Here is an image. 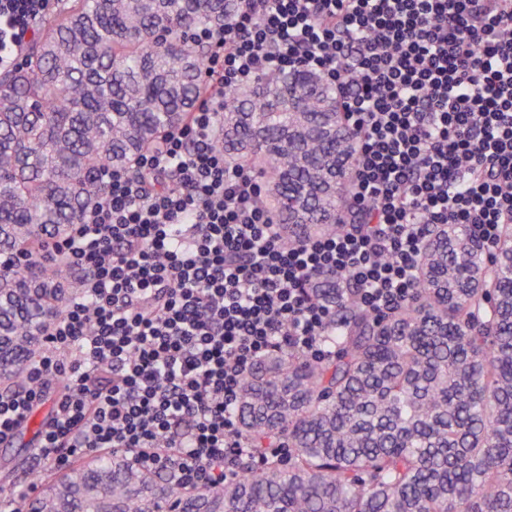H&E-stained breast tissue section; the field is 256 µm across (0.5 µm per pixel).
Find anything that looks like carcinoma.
<instances>
[{"instance_id":"obj_1","label":"carcinoma","mask_w":512,"mask_h":512,"mask_svg":"<svg viewBox=\"0 0 512 512\" xmlns=\"http://www.w3.org/2000/svg\"><path fill=\"white\" fill-rule=\"evenodd\" d=\"M239 0H62L22 67L0 77V384L24 381L65 277L41 265L98 198L106 168L186 124L208 51ZM336 87L299 69L224 91L216 146L253 169L288 244L344 228L353 136ZM336 352L278 353L241 383V435L266 457L232 482L177 489L123 453L75 464L15 512H512V224L492 254L434 230L413 296L363 311L336 279ZM288 449V460L271 454Z\"/></svg>"}]
</instances>
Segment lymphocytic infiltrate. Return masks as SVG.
I'll return each mask as SVG.
<instances>
[{
    "label": "lymphocytic infiltrate",
    "instance_id": "lymphocytic-infiltrate-1",
    "mask_svg": "<svg viewBox=\"0 0 512 512\" xmlns=\"http://www.w3.org/2000/svg\"><path fill=\"white\" fill-rule=\"evenodd\" d=\"M55 4L0 0V69ZM193 38L213 51L189 122L140 175L103 171L96 204L42 256L84 279L24 385L0 395L3 444L55 392L41 467L123 452L179 487L236 480L241 459L262 463L239 432L244 375L329 351L318 277L380 314L411 297L432 228L471 226L490 250L512 224V0H241ZM297 68L336 87L356 143L350 201L369 219L291 246L215 133L225 90Z\"/></svg>",
    "mask_w": 512,
    "mask_h": 512
}]
</instances>
